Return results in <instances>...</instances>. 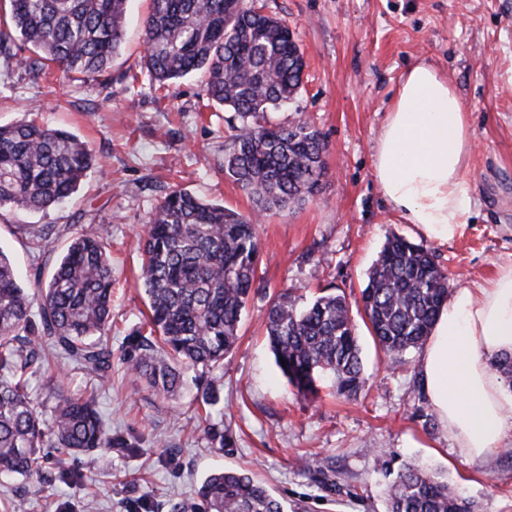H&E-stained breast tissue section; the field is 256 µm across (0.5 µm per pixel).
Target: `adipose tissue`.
<instances>
[{"mask_svg": "<svg viewBox=\"0 0 512 512\" xmlns=\"http://www.w3.org/2000/svg\"><path fill=\"white\" fill-rule=\"evenodd\" d=\"M470 116L448 78L419 62L402 76L378 140L374 176L392 209L440 244L473 210ZM512 353V263L453 292L421 355L424 391L456 454L485 460L512 425V389L492 365Z\"/></svg>", "mask_w": 512, "mask_h": 512, "instance_id": "adipose-tissue-1", "label": "adipose tissue"}]
</instances>
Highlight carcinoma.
<instances>
[{"mask_svg": "<svg viewBox=\"0 0 512 512\" xmlns=\"http://www.w3.org/2000/svg\"><path fill=\"white\" fill-rule=\"evenodd\" d=\"M0 25V59L40 73L101 76L112 67L124 35L129 0H7ZM144 75L164 87L202 76L204 95L242 118L224 171L260 210L299 205L314 194L325 170L326 144L307 122L273 127L256 122L270 107L291 100L302 83L304 56L292 31L254 0H151L144 21ZM35 56H18L23 47ZM98 167L75 134L33 118L0 125V211L44 212L73 197ZM16 233L41 255L49 231L19 224ZM142 243L139 284L148 300L149 335L134 339L129 368L154 392L174 395L180 367L210 368L239 339L242 314L256 279L257 223L181 189L160 200ZM109 235L89 225L72 235L51 277L26 288L0 249V474L33 477L43 448L89 454L121 448L89 398L53 385L51 420L31 398L28 376L54 351L101 379L112 350L97 342L112 322ZM452 285L435 255L393 234L372 265L358 300L316 297L303 310L282 297L269 306L266 334L276 365L305 397L324 378L355 396L365 387L352 304L385 355L397 361L426 341ZM286 366H281V362ZM379 462L387 485L386 512H474L462 491L416 464L393 472L388 453ZM173 512H285L283 502L249 474L211 472Z\"/></svg>", "mask_w": 512, "mask_h": 512, "instance_id": "obj_1", "label": "carcinoma"}]
</instances>
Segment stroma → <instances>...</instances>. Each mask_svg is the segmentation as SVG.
I'll return each instance as SVG.
<instances>
[{
    "mask_svg": "<svg viewBox=\"0 0 512 512\" xmlns=\"http://www.w3.org/2000/svg\"><path fill=\"white\" fill-rule=\"evenodd\" d=\"M285 22L304 54L295 98L266 112L264 123L308 122L327 144L317 191L301 205L263 213L224 172L241 118L207 103L201 79L189 76L159 90L128 87L145 51L149 0H130L121 50L107 77H0V124L31 113L51 128L76 134L101 167L76 198L46 212L0 214V249L22 283L49 276L52 265L15 234L18 224L50 230L54 253L87 224L109 232L112 376L99 381L71 362L29 380L34 398L51 406L50 379L92 397L121 449L69 459L83 484L63 482L55 464L34 479L0 476V504L24 498L27 512H172L212 470L245 469L271 489L286 512H386V478L376 469L383 448L398 462L440 473L479 512H512V429L500 450L481 462L458 458L426 399L420 350L390 363L364 322H357L365 389L354 398L322 380L317 397L293 389L265 340L271 302L288 294L298 306L321 289L359 293L387 237L414 243L423 235L393 211L373 174L377 142L400 77L416 62L433 65L457 88L471 114L475 147L469 171L476 205L462 238L434 245L453 287L476 288L512 261V0H261ZM243 214L259 213L258 278L240 338L222 365L184 368L174 397L144 389L127 369L133 338L148 312L137 283L139 240L150 214L171 188ZM218 408L202 404L207 389ZM224 430L212 444L208 426ZM335 472L330 489L318 471Z\"/></svg>",
    "mask_w": 512,
    "mask_h": 512,
    "instance_id": "1",
    "label": "stroma"
}]
</instances>
